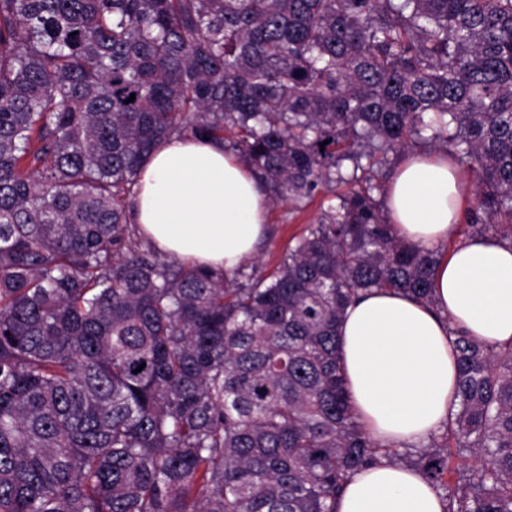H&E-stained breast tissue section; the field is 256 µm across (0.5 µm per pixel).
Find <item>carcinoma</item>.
Wrapping results in <instances>:
<instances>
[{
  "instance_id": "obj_1",
  "label": "carcinoma",
  "mask_w": 512,
  "mask_h": 512,
  "mask_svg": "<svg viewBox=\"0 0 512 512\" xmlns=\"http://www.w3.org/2000/svg\"><path fill=\"white\" fill-rule=\"evenodd\" d=\"M174 135L292 214L336 204L268 273L136 250ZM413 143L472 173L468 235L512 241V0H0V512H335L408 459L357 421L337 331L371 289L432 302L442 251L376 198ZM451 333L458 409L408 460L446 512H512V346Z\"/></svg>"
}]
</instances>
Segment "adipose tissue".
Here are the masks:
<instances>
[{
  "label": "adipose tissue",
  "instance_id": "obj_1",
  "mask_svg": "<svg viewBox=\"0 0 512 512\" xmlns=\"http://www.w3.org/2000/svg\"><path fill=\"white\" fill-rule=\"evenodd\" d=\"M386 197L398 237L446 250L434 275V304L401 292L365 293L339 325V350L360 424L381 444L416 445L444 428L454 403L450 328L490 345L512 344V243L495 236L451 243L467 198L447 154L407 155ZM269 207L262 183L223 142L175 137L143 162L132 222L154 250L231 278L263 242ZM445 508L419 471L385 461L356 472L336 502V512Z\"/></svg>",
  "mask_w": 512,
  "mask_h": 512
}]
</instances>
